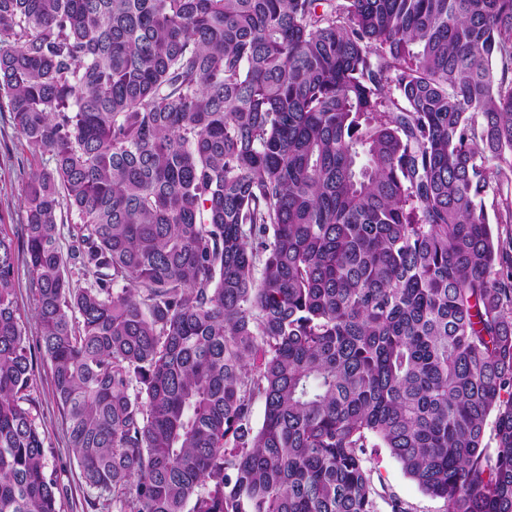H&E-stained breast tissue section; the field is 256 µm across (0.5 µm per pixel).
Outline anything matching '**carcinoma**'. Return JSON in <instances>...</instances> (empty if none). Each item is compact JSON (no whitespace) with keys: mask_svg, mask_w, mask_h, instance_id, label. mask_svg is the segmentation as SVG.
<instances>
[{"mask_svg":"<svg viewBox=\"0 0 512 512\" xmlns=\"http://www.w3.org/2000/svg\"><path fill=\"white\" fill-rule=\"evenodd\" d=\"M0 98L52 155L24 253L112 512H376V447L512 512V0H0ZM15 260L0 512H59Z\"/></svg>","mask_w":512,"mask_h":512,"instance_id":"obj_1","label":"carcinoma"}]
</instances>
